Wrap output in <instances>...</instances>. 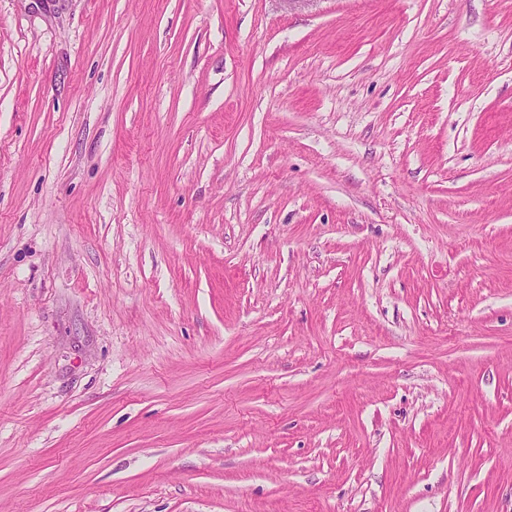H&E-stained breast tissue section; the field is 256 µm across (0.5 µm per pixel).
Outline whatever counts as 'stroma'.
Segmentation results:
<instances>
[{
    "mask_svg": "<svg viewBox=\"0 0 512 512\" xmlns=\"http://www.w3.org/2000/svg\"><path fill=\"white\" fill-rule=\"evenodd\" d=\"M0 512H512V0H0Z\"/></svg>",
    "mask_w": 512,
    "mask_h": 512,
    "instance_id": "obj_1",
    "label": "stroma"
}]
</instances>
